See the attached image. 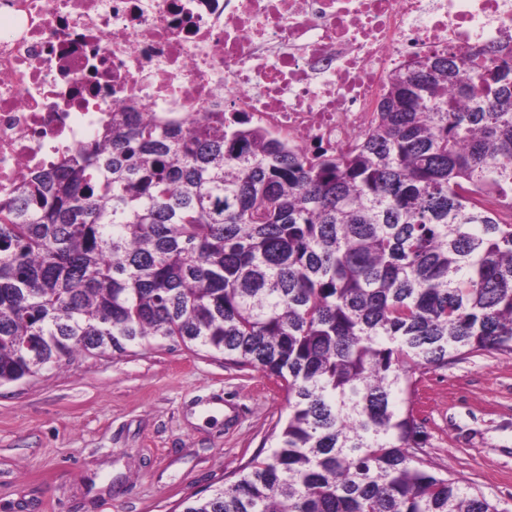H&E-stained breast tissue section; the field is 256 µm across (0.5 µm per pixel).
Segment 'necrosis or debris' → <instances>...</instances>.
<instances>
[{"mask_svg": "<svg viewBox=\"0 0 512 512\" xmlns=\"http://www.w3.org/2000/svg\"><path fill=\"white\" fill-rule=\"evenodd\" d=\"M512 35V0H0V201L112 109L347 150L415 56Z\"/></svg>", "mask_w": 512, "mask_h": 512, "instance_id": "obj_1", "label": "necrosis or debris"}]
</instances>
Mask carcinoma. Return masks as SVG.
<instances>
[{"mask_svg": "<svg viewBox=\"0 0 512 512\" xmlns=\"http://www.w3.org/2000/svg\"><path fill=\"white\" fill-rule=\"evenodd\" d=\"M150 339L288 402L269 453L181 512H501L428 469L412 398L512 355V39L409 61L346 152L129 105L0 203V383Z\"/></svg>", "mask_w": 512, "mask_h": 512, "instance_id": "carcinoma-1", "label": "carcinoma"}]
</instances>
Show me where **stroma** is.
<instances>
[{
	"mask_svg": "<svg viewBox=\"0 0 512 512\" xmlns=\"http://www.w3.org/2000/svg\"><path fill=\"white\" fill-rule=\"evenodd\" d=\"M415 407L433 471L512 512V356L429 370ZM287 417L274 378L204 349L150 340L81 354L0 384V512H176L268 453Z\"/></svg>",
	"mask_w": 512,
	"mask_h": 512,
	"instance_id": "35a3bbf8",
	"label": "stroma"
}]
</instances>
